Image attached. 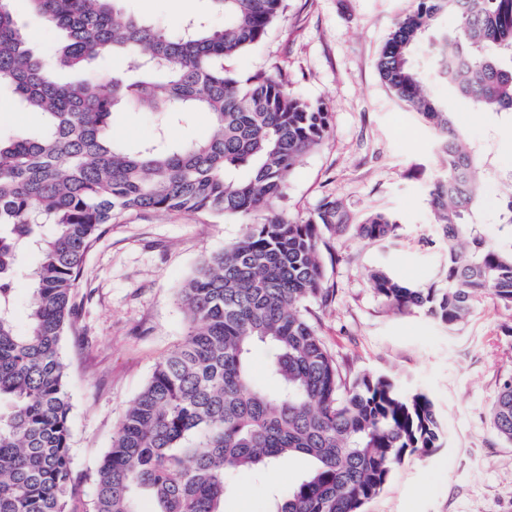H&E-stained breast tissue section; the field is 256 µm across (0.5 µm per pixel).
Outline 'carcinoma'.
<instances>
[{
	"mask_svg": "<svg viewBox=\"0 0 512 512\" xmlns=\"http://www.w3.org/2000/svg\"><path fill=\"white\" fill-rule=\"evenodd\" d=\"M0 0V90L33 131L0 134V512H76L70 459V396L61 337L75 323L74 291L86 255L117 211H201L248 218L241 237L204 259L180 288L190 327L155 366L93 475V512H224L226 477L268 472L291 458L310 463L304 481L272 512H360L393 469L435 447L441 426L422 393L404 394L384 375L346 380L319 336L312 300L325 302V234L391 238L382 211L353 224L335 200L296 220L276 208L298 159L328 125L321 103L281 75L229 76L224 59L256 46L283 0H211L224 25L202 16L178 30L131 15L124 0H26L60 39L45 56ZM443 16L455 25L422 43ZM425 45L428 74L478 112H512V0H418L400 16L376 67L393 96L435 136L441 170L429 187L432 220L448 244L436 278L409 284L384 267L369 282L395 312L422 311L455 327L485 298L512 309V194L499 205L507 243L469 222L481 200L478 158L452 115L427 96L411 60ZM117 57L121 71L90 68ZM156 116L134 149L117 144V114ZM203 112V139L172 142L168 126ZM33 249L32 292L18 329L13 280ZM269 354V384L251 375ZM496 434L512 443V377L490 408Z\"/></svg>",
	"mask_w": 512,
	"mask_h": 512,
	"instance_id": "carcinoma-1",
	"label": "carcinoma"
}]
</instances>
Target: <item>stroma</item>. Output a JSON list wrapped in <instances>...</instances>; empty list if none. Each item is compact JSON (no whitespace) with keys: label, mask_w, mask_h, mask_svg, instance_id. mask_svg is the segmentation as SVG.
Instances as JSON below:
<instances>
[{"label":"stroma","mask_w":512,"mask_h":512,"mask_svg":"<svg viewBox=\"0 0 512 512\" xmlns=\"http://www.w3.org/2000/svg\"><path fill=\"white\" fill-rule=\"evenodd\" d=\"M413 4L285 0L262 42L224 67L239 78L282 73L290 88L330 114L327 136L298 160L279 210L303 219L332 199L353 219L379 210L398 221L386 242L330 237L322 257L333 294L310 304L323 342L348 378L385 375L404 393L427 395L443 427L438 446L406 457L362 512H512V444L489 421L501 381L512 376V310L487 299L467 323L449 328L420 311L387 309L368 280L369 270L383 266L406 282H429L448 250L427 196L438 171L432 136L419 115L393 98L375 66L394 21ZM125 6L165 25L180 15L223 24L210 0H126ZM424 88L449 112L467 115L459 129L481 158L476 218L498 237V206L512 192V115L468 111L431 79ZM243 231L238 216L122 211L91 246L75 290L76 325L60 347L79 512H92V475L127 408L188 332L175 302L178 288L202 259ZM308 470V462L293 459L274 473H239L224 512H270L278 491Z\"/></svg>","instance_id":"1"}]
</instances>
